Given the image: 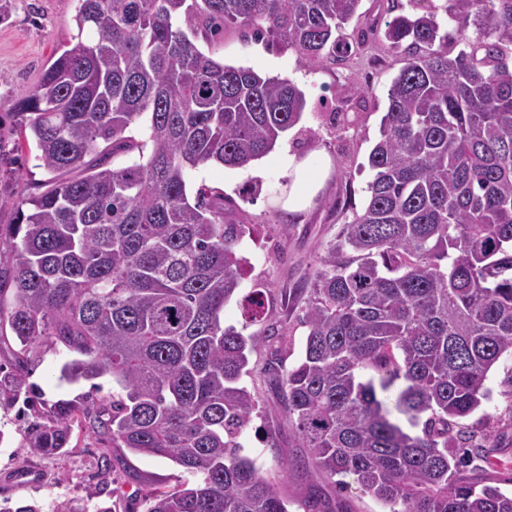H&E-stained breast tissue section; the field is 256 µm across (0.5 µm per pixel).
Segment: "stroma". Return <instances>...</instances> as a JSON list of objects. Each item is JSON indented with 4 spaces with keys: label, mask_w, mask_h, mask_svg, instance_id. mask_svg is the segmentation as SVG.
I'll use <instances>...</instances> for the list:
<instances>
[{
    "label": "stroma",
    "mask_w": 512,
    "mask_h": 512,
    "mask_svg": "<svg viewBox=\"0 0 512 512\" xmlns=\"http://www.w3.org/2000/svg\"><path fill=\"white\" fill-rule=\"evenodd\" d=\"M75 7V0H9L0 15V151L7 156L0 161V199L27 197L48 178L30 152L15 150L10 130L19 118L10 108L37 85L44 69L66 49ZM411 10L409 0H362L345 28L346 45L325 59L298 58L266 39L243 36L233 27L197 40L199 49L225 64L250 66L292 80L307 99L301 121L283 135L274 151L245 168L214 165L199 169L189 184L193 190L202 184L223 190L237 207L232 222L251 228L250 236L240 245L246 264L236 295L224 307L225 325L245 335L262 331L250 305L258 294L267 316L285 318L289 328L288 349L279 352L269 345L251 357L250 371L241 382L257 405L239 438L244 454L274 482L289 512H304L308 501L318 502L322 512H385L384 505L364 493L354 476H343V486L338 489L294 466L302 450L265 368L276 359L289 367L300 359L306 329L300 312H284L282 292L307 281L338 225L350 221L364 204L371 179L368 155L379 135L387 90L406 59L404 51L384 48V23ZM359 86L372 88V95L357 100L355 89ZM348 112L356 116L350 125L343 122ZM286 149L315 159L327 157L332 163L323 189L311 206L297 215L282 207L291 179L277 158ZM68 358V353L42 348L29 366L30 383L46 403L84 395L90 407H97L111 394V379L102 378L99 392L91 390L86 381L61 383L60 369ZM488 387L489 400L466 424L492 462L486 477L511 493V359L492 368ZM24 427L22 406L0 409V500L34 501L43 512H55L60 502L70 499L80 500L87 512L111 503L117 512H146L149 491L195 481L170 461L114 447L111 436L82 425L73 426L64 455L35 457L21 446ZM30 470L38 473V481L19 485L18 474Z\"/></svg>",
    "instance_id": "35a3bbf8"
}]
</instances>
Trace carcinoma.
Returning <instances> with one entry per match:
<instances>
[{
    "label": "carcinoma",
    "instance_id": "obj_1",
    "mask_svg": "<svg viewBox=\"0 0 512 512\" xmlns=\"http://www.w3.org/2000/svg\"><path fill=\"white\" fill-rule=\"evenodd\" d=\"M69 48L13 105L50 178L0 229V327L21 346L0 365V407L23 401L32 455L62 454L72 423L198 477L156 489L146 512H288L238 438L256 409L240 384L258 335L224 326L239 289L242 224L191 172L242 168L302 119L292 81L224 64L196 40L219 22L298 57L343 42L361 0H77ZM451 31H442L438 11ZM465 49L448 57V38ZM384 39L407 59L387 92L364 208L328 241L302 306L300 361L272 362L306 455L289 465L353 475L389 512H512L468 467L460 421L512 357V0H445L398 14ZM136 154L131 162L113 159ZM73 354L60 380L109 377L96 414L41 401L21 364L44 344ZM372 369L378 378L362 379Z\"/></svg>",
    "mask_w": 512,
    "mask_h": 512
}]
</instances>
